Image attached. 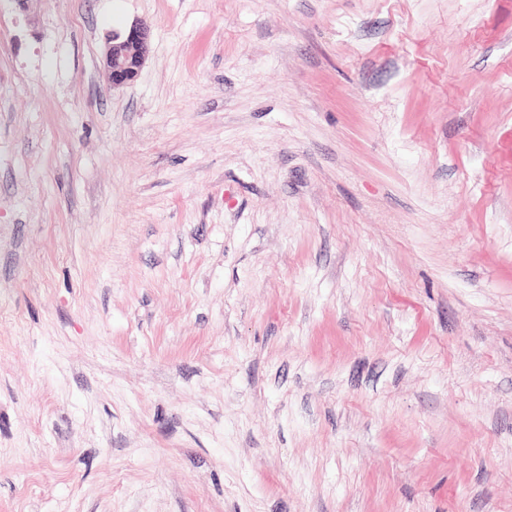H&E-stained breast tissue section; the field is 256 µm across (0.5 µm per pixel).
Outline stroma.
Instances as JSON below:
<instances>
[{
  "label": "stroma",
  "instance_id": "1",
  "mask_svg": "<svg viewBox=\"0 0 512 512\" xmlns=\"http://www.w3.org/2000/svg\"><path fill=\"white\" fill-rule=\"evenodd\" d=\"M0 512H512V0H0ZM150 28L139 23L126 36L112 35L105 53V68L112 88L135 81L150 51Z\"/></svg>",
  "mask_w": 512,
  "mask_h": 512
}]
</instances>
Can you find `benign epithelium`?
<instances>
[{
    "label": "benign epithelium",
    "mask_w": 512,
    "mask_h": 512,
    "mask_svg": "<svg viewBox=\"0 0 512 512\" xmlns=\"http://www.w3.org/2000/svg\"><path fill=\"white\" fill-rule=\"evenodd\" d=\"M150 28L144 23L132 26L125 36L114 35L105 53V68L112 87L135 81L150 51Z\"/></svg>",
    "instance_id": "1"
}]
</instances>
